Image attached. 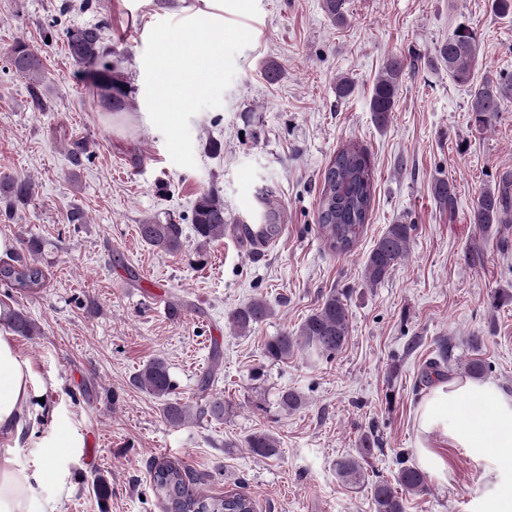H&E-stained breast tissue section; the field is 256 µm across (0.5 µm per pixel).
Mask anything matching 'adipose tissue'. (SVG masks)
Returning <instances> with one entry per match:
<instances>
[{"label":"adipose tissue","instance_id":"ef3b65f1","mask_svg":"<svg viewBox=\"0 0 512 512\" xmlns=\"http://www.w3.org/2000/svg\"><path fill=\"white\" fill-rule=\"evenodd\" d=\"M175 45L172 34H162L154 56L155 92L168 108L215 81L224 59V44L215 30L201 46L208 58L204 66L187 62ZM40 396L33 367L20 357L11 336L0 334V512H31L36 486L53 476L59 449L69 445L67 433L58 432L46 443L41 467H17L20 443L32 436L39 421L55 413ZM419 422L425 435L448 439L474 458L491 455L512 465V399L490 382L452 380L438 385L423 399Z\"/></svg>","mask_w":512,"mask_h":512}]
</instances>
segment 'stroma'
<instances>
[{"mask_svg":"<svg viewBox=\"0 0 512 512\" xmlns=\"http://www.w3.org/2000/svg\"><path fill=\"white\" fill-rule=\"evenodd\" d=\"M61 0H0V173L35 184L31 202L0 216V237L42 241L48 279L40 293L14 295L35 324L15 337L55 408L16 451L32 469L42 444L66 431L54 478L36 487L32 512H162L150 491L154 460L196 476L193 491L242 486L257 512H374L367 488L336 475L338 458L374 440V472L392 477L399 455L419 464L422 373L442 342L452 345V379L480 355L488 380L512 397V224L484 230L469 221L479 192L512 170V99L490 129L474 124L470 88L454 82L439 57L460 27L479 44L475 81L512 73V18L488 0H349L348 19L332 22L322 0H98L96 9L59 16ZM108 19L110 63L128 106L110 112L93 97L68 57L61 31ZM224 25V75L183 101L171 129L156 122L151 60L165 29L183 50L201 39L199 19ZM60 32L52 43L44 36ZM24 40L44 63L41 104L3 55ZM394 56L414 59L385 128L369 110L372 86ZM280 70L268 79L269 66ZM348 77L354 91L338 98ZM86 141L90 158L73 171L69 149ZM221 149L211 153L210 142ZM349 144L370 158L375 195L362 238L348 254L328 250L317 223L323 173ZM445 178L457 192L448 215L433 198ZM224 200L229 223L280 213L277 242L248 255L229 237L199 244L191 211L199 192ZM80 208L85 221L71 224ZM183 227L175 254L141 241L138 224ZM412 225L408 257L378 285L363 276L366 258L388 225ZM347 290L350 333L334 358L263 356L266 340L297 329L331 289ZM262 298L272 314L240 334L229 313ZM481 337L472 350L471 337ZM164 358L175 393L191 408L224 399L223 420L175 427L158 400L131 379ZM305 405L286 412L281 390ZM272 432L281 453L259 460L247 435ZM443 470L429 491L404 498L405 512H489L512 471L466 449L435 443ZM106 480L108 494L95 486Z\"/></svg>","mask_w":512,"mask_h":512,"instance_id":"1","label":"stroma"}]
</instances>
